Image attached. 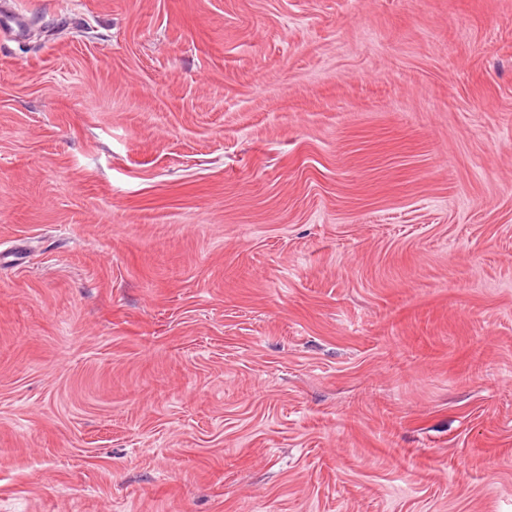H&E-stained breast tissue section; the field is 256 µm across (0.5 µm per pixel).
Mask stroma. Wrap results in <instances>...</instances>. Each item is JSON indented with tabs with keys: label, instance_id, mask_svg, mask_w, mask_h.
Returning <instances> with one entry per match:
<instances>
[{
	"label": "stroma",
	"instance_id": "obj_1",
	"mask_svg": "<svg viewBox=\"0 0 512 512\" xmlns=\"http://www.w3.org/2000/svg\"><path fill=\"white\" fill-rule=\"evenodd\" d=\"M0 512H512V0H0Z\"/></svg>",
	"mask_w": 512,
	"mask_h": 512
}]
</instances>
